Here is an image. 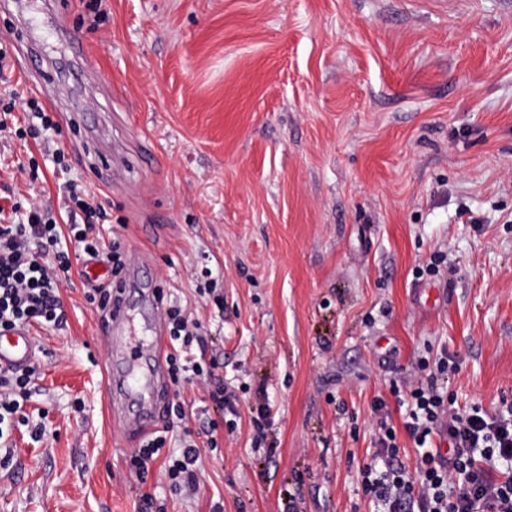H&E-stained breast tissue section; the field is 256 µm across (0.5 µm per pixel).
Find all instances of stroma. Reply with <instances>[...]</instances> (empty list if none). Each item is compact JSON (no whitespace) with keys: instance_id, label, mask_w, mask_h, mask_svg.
I'll use <instances>...</instances> for the list:
<instances>
[{"instance_id":"stroma-1","label":"stroma","mask_w":512,"mask_h":512,"mask_svg":"<svg viewBox=\"0 0 512 512\" xmlns=\"http://www.w3.org/2000/svg\"><path fill=\"white\" fill-rule=\"evenodd\" d=\"M0 0L18 91L41 89L62 132L46 148L0 132V187L60 210L100 192L105 241L208 331L237 397L236 428L203 451L200 493L146 483L141 445L110 417L105 313L80 257L66 322L32 326L41 364L15 428L0 512H380L362 469L386 404L400 461L419 457L392 393L448 354L459 410L512 400V13L503 0ZM80 39L87 58L73 57ZM67 95H53L59 82ZM123 169L108 176L113 156ZM222 271L223 307L200 296ZM272 412L254 420L262 399ZM275 448L267 456L266 448Z\"/></svg>"}]
</instances>
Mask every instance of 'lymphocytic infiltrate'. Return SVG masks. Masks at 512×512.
<instances>
[{"label":"lymphocytic infiltrate","mask_w":512,"mask_h":512,"mask_svg":"<svg viewBox=\"0 0 512 512\" xmlns=\"http://www.w3.org/2000/svg\"><path fill=\"white\" fill-rule=\"evenodd\" d=\"M28 115L25 126L10 128L15 110ZM13 129L18 138L46 142L60 133L56 113L39 97L18 99L13 89L0 92V131ZM64 204L66 224H59L42 203L14 202L10 221L0 224V330L20 325L65 322L60 296L69 278L70 251L89 258H105L112 269L124 265L125 250L120 241L102 244L99 225L109 223L110 215L95 192L70 184ZM162 322L176 347L166 363L171 384L178 389L200 385L217 410L236 414L234 395L228 394L224 379L217 373L218 359L196 361L189 354L203 345L206 329L187 317L178 301L167 302ZM447 357H440L436 369L411 382L406 432L421 448L418 479L408 477L399 461V446L394 427L387 420L378 423L377 460L363 469L367 495L381 503L385 512H512V405L490 414L481 407L461 413L448 403L438 385L448 373ZM36 367L22 370L0 367V469L13 465L14 453L7 450L5 428L28 425L24 404L35 387ZM173 427L181 431V449L166 450L165 437L145 441L132 451L127 466L138 480H145L151 466H159L173 493L194 497L199 490L201 450L217 448L218 421H209L201 431L184 426L182 405L168 408ZM206 446H199L198 436ZM447 436L448 450L429 449L431 436Z\"/></svg>","instance_id":"lymphocytic-infiltrate-1"}]
</instances>
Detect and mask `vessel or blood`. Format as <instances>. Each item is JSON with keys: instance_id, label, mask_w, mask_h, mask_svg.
Here are the masks:
<instances>
[{"instance_id": "1", "label": "vessel or blood", "mask_w": 512, "mask_h": 512, "mask_svg": "<svg viewBox=\"0 0 512 512\" xmlns=\"http://www.w3.org/2000/svg\"><path fill=\"white\" fill-rule=\"evenodd\" d=\"M139 296L143 311L153 317L148 338L141 339L128 329L131 296ZM161 298L150 288L132 289L128 283L115 287L110 301L112 311L105 347L107 356H119L126 363L124 372L111 373L109 394L112 415L119 418L127 433L147 431L160 417L159 391L165 382V356L168 345L165 329L158 319ZM36 359V344L26 327L0 331V367L24 369Z\"/></svg>"}]
</instances>
